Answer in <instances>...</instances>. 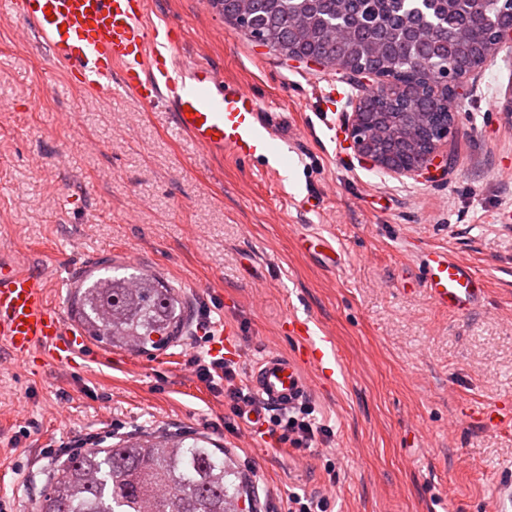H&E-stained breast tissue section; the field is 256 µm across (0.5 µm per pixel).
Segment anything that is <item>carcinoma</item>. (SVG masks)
I'll list each match as a JSON object with an SVG mask.
<instances>
[{
	"label": "carcinoma",
	"instance_id": "1",
	"mask_svg": "<svg viewBox=\"0 0 512 512\" xmlns=\"http://www.w3.org/2000/svg\"><path fill=\"white\" fill-rule=\"evenodd\" d=\"M224 21L282 51L311 53L346 70L372 67L393 79L392 94L359 99L361 119L382 132L369 148L396 165L421 158L433 131L457 108L426 72L472 71L492 52L496 30L512 26L508 0H210ZM74 299L91 338L130 353L171 342L187 305L155 274L100 263ZM224 449L182 433L134 434L109 448L60 461L36 512H239V493L224 482Z\"/></svg>",
	"mask_w": 512,
	"mask_h": 512
}]
</instances>
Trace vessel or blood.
<instances>
[{
  "mask_svg": "<svg viewBox=\"0 0 512 512\" xmlns=\"http://www.w3.org/2000/svg\"><path fill=\"white\" fill-rule=\"evenodd\" d=\"M0 13L25 20L34 37L61 63L72 86L108 94L113 82L142 104L162 105L177 134L201 150L243 162L279 166L296 149V135L281 112L265 111L254 92L224 79L207 63L179 62L181 38L148 29L145 0H0ZM421 286L438 309L465 314L485 304L487 281L473 267L446 251L426 253ZM45 270H24L0 259V341L22 366L33 355L54 363L82 356L80 340L50 302ZM301 340L295 352L272 353L249 368L248 383L270 407H285L310 392L305 368L323 378L334 373L331 341H313L306 323L287 318Z\"/></svg>",
  "mask_w": 512,
  "mask_h": 512,
  "instance_id": "vessel-or-blood-1",
  "label": "vessel or blood"
}]
</instances>
